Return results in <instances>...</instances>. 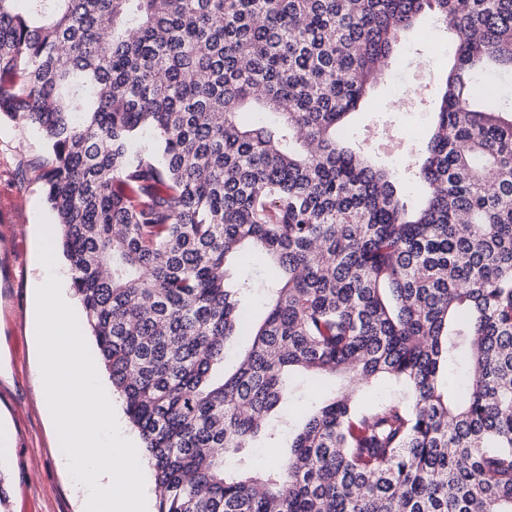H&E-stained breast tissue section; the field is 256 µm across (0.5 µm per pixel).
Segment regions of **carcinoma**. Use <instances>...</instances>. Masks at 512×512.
<instances>
[{
    "instance_id": "obj_1",
    "label": "carcinoma",
    "mask_w": 512,
    "mask_h": 512,
    "mask_svg": "<svg viewBox=\"0 0 512 512\" xmlns=\"http://www.w3.org/2000/svg\"><path fill=\"white\" fill-rule=\"evenodd\" d=\"M0 0V115L33 162L157 512H512V0ZM455 35L411 212L345 141L400 36ZM272 258L244 326L228 260ZM341 385L288 454L283 375ZM397 385L403 397L374 401ZM295 390L294 397L288 400L283 407L281 414L283 415V424L280 429L278 438L274 441L258 439L254 442V447L247 451L251 463L255 467H266L271 465V459L274 455L288 448V418L293 423L302 420V414L309 405V397H314L320 393L318 383H315L307 374L303 372H295L286 378V384ZM276 458L272 459L274 463Z\"/></svg>"
}]
</instances>
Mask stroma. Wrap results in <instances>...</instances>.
<instances>
[{"instance_id":"stroma-1","label":"stroma","mask_w":512,"mask_h":512,"mask_svg":"<svg viewBox=\"0 0 512 512\" xmlns=\"http://www.w3.org/2000/svg\"><path fill=\"white\" fill-rule=\"evenodd\" d=\"M431 17L401 40L387 70L374 83L369 98L346 124L351 145L365 150L379 162H391L394 155L382 146L383 124L401 132L417 126L426 132L432 108L429 101L412 105L410 111L389 109L393 73L403 72L414 81L436 84L455 51L446 31H433ZM46 148L40 135L0 119V482L8 499L0 512H84L63 455L56 430L46 413V403L34 336L35 291L43 283L44 270L37 260L41 220H53L44 185L30 160L42 158ZM230 286L242 279L254 282L242 300L250 325H258L268 307L265 282L272 278V263L259 247L252 246L242 262L232 263ZM288 383L294 397L282 409L284 418L297 423L319 390L334 388V379L315 383L307 374L296 372Z\"/></svg>"}]
</instances>
